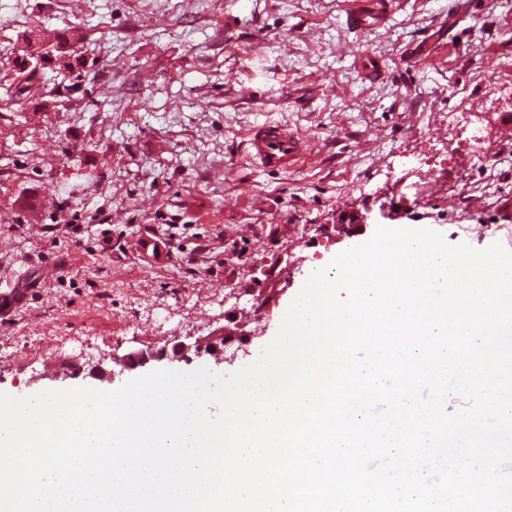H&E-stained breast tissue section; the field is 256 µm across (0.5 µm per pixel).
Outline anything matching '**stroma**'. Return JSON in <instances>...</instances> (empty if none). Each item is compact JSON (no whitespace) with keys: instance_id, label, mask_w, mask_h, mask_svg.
<instances>
[{"instance_id":"stroma-1","label":"stroma","mask_w":512,"mask_h":512,"mask_svg":"<svg viewBox=\"0 0 512 512\" xmlns=\"http://www.w3.org/2000/svg\"><path fill=\"white\" fill-rule=\"evenodd\" d=\"M347 0H0V280L24 302L0 317V394L113 390L133 350L195 347L148 371L254 362L311 270L377 227L430 225L452 245L512 251V178L478 196L489 158H512V0H394L365 32ZM73 34L79 76L42 70L7 101L20 33ZM382 77L366 75V63ZM476 110L458 119L465 100ZM53 110L42 111L41 103ZM287 124L310 143L293 170L256 167L246 137ZM367 215L363 224L356 215ZM176 239L158 268L135 251ZM207 248L188 273L184 249Z\"/></svg>"}]
</instances>
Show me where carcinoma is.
Masks as SVG:
<instances>
[{
  "label": "carcinoma",
  "instance_id": "1",
  "mask_svg": "<svg viewBox=\"0 0 512 512\" xmlns=\"http://www.w3.org/2000/svg\"><path fill=\"white\" fill-rule=\"evenodd\" d=\"M20 40L22 45L13 51L14 57L11 60L15 71V96L18 98L25 93H32L34 81L44 64L55 61L58 69L70 73L82 66L81 58L71 52V37L66 32L56 34L48 46L41 39H34L27 33L21 35Z\"/></svg>",
  "mask_w": 512,
  "mask_h": 512
}]
</instances>
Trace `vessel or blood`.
Instances as JSON below:
<instances>
[{
  "instance_id": "vessel-or-blood-1",
  "label": "vessel or blood",
  "mask_w": 512,
  "mask_h": 512,
  "mask_svg": "<svg viewBox=\"0 0 512 512\" xmlns=\"http://www.w3.org/2000/svg\"><path fill=\"white\" fill-rule=\"evenodd\" d=\"M392 0H351L347 11L349 24L359 31L371 29L376 22L392 16ZM248 151L251 158L265 171L285 173L294 168L307 153V143L287 125L266 122L249 133ZM137 252L157 265L167 260L166 249L159 240L145 236L136 244Z\"/></svg>"
}]
</instances>
